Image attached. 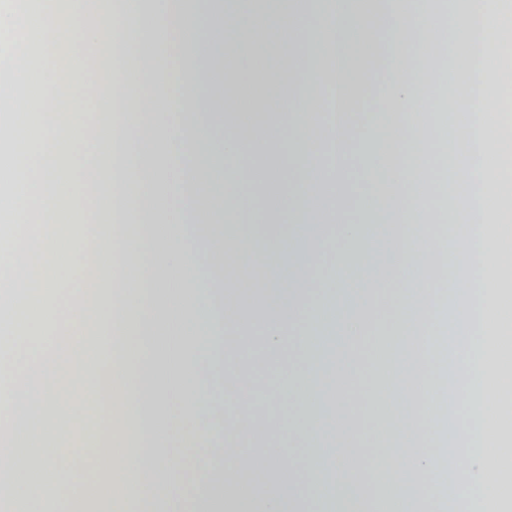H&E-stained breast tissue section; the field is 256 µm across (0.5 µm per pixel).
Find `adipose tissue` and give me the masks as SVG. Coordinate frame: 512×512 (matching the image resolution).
<instances>
[{"instance_id":"ef3b65f1","label":"adipose tissue","mask_w":512,"mask_h":512,"mask_svg":"<svg viewBox=\"0 0 512 512\" xmlns=\"http://www.w3.org/2000/svg\"><path fill=\"white\" fill-rule=\"evenodd\" d=\"M228 16L238 20L229 41ZM186 29L192 42L180 38ZM201 43L209 54L196 53ZM256 53L288 73L260 97L226 68ZM389 57L400 67L380 105L361 110L357 90ZM89 60L93 79L76 80ZM0 76V197L9 200L0 226L24 240L0 251V281L21 291L0 298V339L35 345L41 367L28 376L0 355L10 377L0 387V512L13 498V428L55 425L88 402L57 368L56 337L78 348L102 333L99 446L35 459L56 474L40 491L53 512H73L86 473L107 464L118 475L114 512H148L155 501L186 512L181 453L208 441L187 429L190 416L231 427L206 512H238L230 488L253 483L278 488L253 512H303V493L328 484L339 491L335 512H369L381 488L397 512H447L455 501L462 512H512V0H368L360 13L348 0H100L93 13L84 0H0ZM105 90L111 111L88 118ZM457 90L465 111L452 135ZM316 98L333 99L334 111H308ZM423 103L429 111L411 120ZM259 108L262 127L245 131L243 116ZM315 121L326 138L311 137ZM358 140L362 208L344 191ZM242 154L251 165L227 181L226 162ZM269 181L285 186L273 212L254 192ZM103 196L109 206L92 223L105 229L113 260L90 274L81 232L62 249L58 230ZM385 234L412 277L393 266L382 281L367 273ZM246 265L247 284L236 276ZM71 277L77 284L64 291ZM216 298L221 310L206 324L169 336L175 305L191 311ZM327 322L340 350L323 365L315 348ZM257 335L266 354L292 339L300 368L266 378L264 356L247 350ZM215 339L231 356L223 387L178 391L187 363L176 347ZM391 347L392 374L373 377L354 404L361 349L381 367ZM272 405L278 418L266 413ZM330 409L345 423L336 452L323 458L308 445L299 492L293 465L252 441L275 426L297 440V419ZM393 415L420 429L417 455L389 447ZM363 420L372 439L360 433ZM361 448L366 468H342Z\"/></svg>"}]
</instances>
